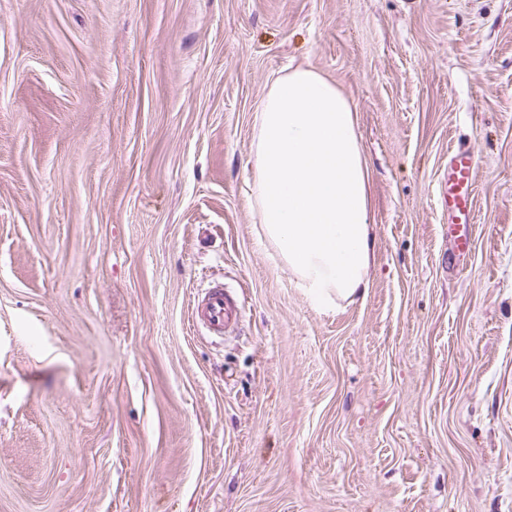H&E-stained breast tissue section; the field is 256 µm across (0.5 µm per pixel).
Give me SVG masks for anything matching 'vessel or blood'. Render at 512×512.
<instances>
[{
    "label": "vessel or blood",
    "mask_w": 512,
    "mask_h": 512,
    "mask_svg": "<svg viewBox=\"0 0 512 512\" xmlns=\"http://www.w3.org/2000/svg\"><path fill=\"white\" fill-rule=\"evenodd\" d=\"M479 159L471 150L459 147L448 157V170L439 181L438 191L448 212V236L453 243L455 259H465L472 245V228L476 222L475 179ZM238 308L223 288L208 289L194 310L210 333L223 335L225 327L236 319Z\"/></svg>",
    "instance_id": "1"
}]
</instances>
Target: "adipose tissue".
I'll list each match as a JSON object with an SVG mask.
<instances>
[{
	"mask_svg": "<svg viewBox=\"0 0 512 512\" xmlns=\"http://www.w3.org/2000/svg\"><path fill=\"white\" fill-rule=\"evenodd\" d=\"M252 206L264 233L321 305L354 301L374 257L370 175L357 116L319 72L274 78L255 113Z\"/></svg>",
	"mask_w": 512,
	"mask_h": 512,
	"instance_id": "ef3b65f1",
	"label": "adipose tissue"
}]
</instances>
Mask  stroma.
Returning <instances> with one entry per match:
<instances>
[{
	"label": "stroma",
	"instance_id": "obj_1",
	"mask_svg": "<svg viewBox=\"0 0 512 512\" xmlns=\"http://www.w3.org/2000/svg\"><path fill=\"white\" fill-rule=\"evenodd\" d=\"M296 66L371 171L370 285L329 312L250 206ZM0 512H512V0H0ZM478 156L464 147H457L448 156V171L439 181L438 191L448 211V238L453 243V256L464 260L472 245V228L476 223L475 179ZM238 308L233 298L218 286L208 289L201 304L194 310V317L198 319L210 333L224 335L226 327L237 318Z\"/></svg>",
	"mask_w": 512,
	"mask_h": 512
}]
</instances>
